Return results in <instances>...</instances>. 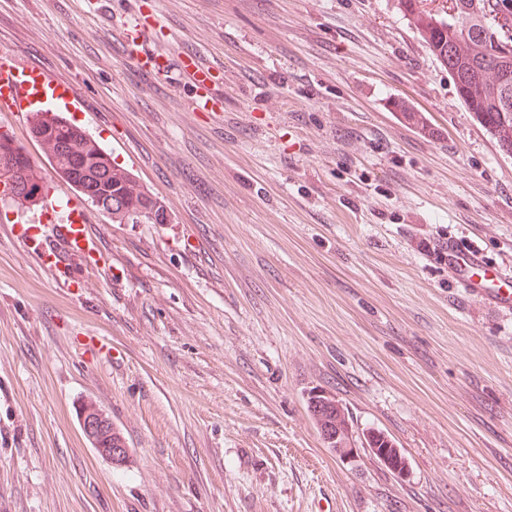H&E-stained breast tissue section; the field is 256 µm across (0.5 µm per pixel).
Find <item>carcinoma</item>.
Here are the masks:
<instances>
[{
  "instance_id": "obj_1",
  "label": "carcinoma",
  "mask_w": 512,
  "mask_h": 512,
  "mask_svg": "<svg viewBox=\"0 0 512 512\" xmlns=\"http://www.w3.org/2000/svg\"><path fill=\"white\" fill-rule=\"evenodd\" d=\"M417 0H398L431 54L452 75L456 91L471 92L461 98L477 122L512 154V0H452L449 11L433 13L415 6ZM29 136L46 153L56 172L91 205L102 194L112 204L100 211L114 224H166L170 215L164 203L135 174L112 162L111 155L81 127L55 113H39L29 123ZM0 184L17 193L18 209H32L47 193L45 179L28 153L8 134H0ZM332 399L320 403L315 423L328 421L344 429V416H336Z\"/></svg>"
}]
</instances>
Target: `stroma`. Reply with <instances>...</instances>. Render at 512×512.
Segmentation results:
<instances>
[{"instance_id":"1","label":"stroma","mask_w":512,"mask_h":512,"mask_svg":"<svg viewBox=\"0 0 512 512\" xmlns=\"http://www.w3.org/2000/svg\"><path fill=\"white\" fill-rule=\"evenodd\" d=\"M151 14L158 77L120 43ZM186 53L223 62L222 110L189 111ZM0 55L73 85L69 119L170 214L86 206L108 264L73 262L70 286L16 237L33 213L0 218V512H512V309L441 251L512 281V155L398 0H0ZM4 130L80 202L19 117ZM319 392L355 461L324 443ZM88 399L127 463L83 437ZM448 264L463 288L499 308H512V286L489 275L486 262L477 250L457 249L448 244ZM387 438L390 437L386 435L385 439H377L374 444L368 441V446L365 441L366 447H369L368 450L376 457V459L394 475L399 478H404L408 472V461L400 448H397L396 445H394V448L390 446V442H392V444H395V442L391 438L389 440ZM388 444L390 448H387ZM377 448L381 449L377 450Z\"/></svg>"}]
</instances>
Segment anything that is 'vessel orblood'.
Returning a JSON list of instances; mask_svg holds the SVG:
<instances>
[{
	"label": "vessel or blood",
	"mask_w": 512,
	"mask_h": 512,
	"mask_svg": "<svg viewBox=\"0 0 512 512\" xmlns=\"http://www.w3.org/2000/svg\"><path fill=\"white\" fill-rule=\"evenodd\" d=\"M184 67L191 71L197 88L190 103L191 111L208 110L214 103L207 86L210 70L197 68L190 57L185 59ZM71 90L68 84L60 88L52 86L50 76L36 68L0 63V112H17L25 117L35 112H58L66 106ZM59 210L55 196H45L38 210L41 224L35 230L21 232L22 242L41 262L56 270L66 260L97 264V247L83 214L75 213L73 219L61 224L57 221ZM448 263L470 294L496 307L512 308V285L489 275L479 251L449 247Z\"/></svg>",
	"instance_id": "vessel-or-blood-1"
}]
</instances>
